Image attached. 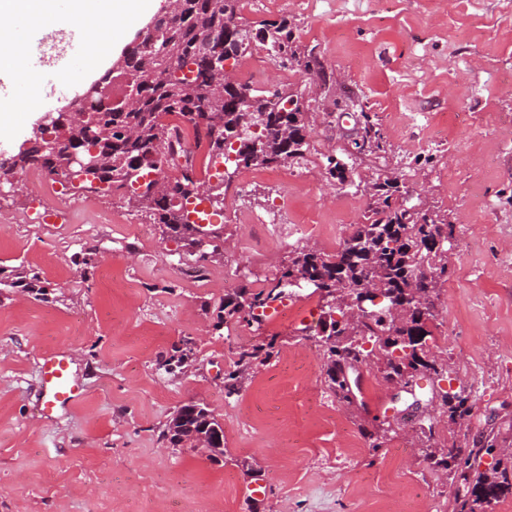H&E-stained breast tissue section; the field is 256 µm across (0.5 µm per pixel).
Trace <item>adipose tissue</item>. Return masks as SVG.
Wrapping results in <instances>:
<instances>
[{"instance_id":"adipose-tissue-1","label":"adipose tissue","mask_w":512,"mask_h":512,"mask_svg":"<svg viewBox=\"0 0 512 512\" xmlns=\"http://www.w3.org/2000/svg\"><path fill=\"white\" fill-rule=\"evenodd\" d=\"M96 0H71L68 15H58L55 0H0V71H20L21 56L6 50L3 37L18 15L27 14L43 23L49 41L65 45L70 31H80L96 55V68H104L127 34L155 11L159 0H111L109 12H98Z\"/></svg>"}]
</instances>
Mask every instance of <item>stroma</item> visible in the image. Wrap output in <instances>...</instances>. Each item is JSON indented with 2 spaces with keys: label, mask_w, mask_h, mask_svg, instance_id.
Listing matches in <instances>:
<instances>
[{
  "label": "stroma",
  "mask_w": 512,
  "mask_h": 512,
  "mask_svg": "<svg viewBox=\"0 0 512 512\" xmlns=\"http://www.w3.org/2000/svg\"><path fill=\"white\" fill-rule=\"evenodd\" d=\"M242 17L288 18L316 56L309 72L267 61L258 85L301 93L311 152L290 163L304 184L225 167L211 208L219 262L189 273L192 257L114 196L0 187V265L37 269L48 291L0 301V512H455L457 473L428 468L409 410L436 385L472 391L469 420L438 443L469 448L496 430L512 444V0H251ZM364 111L382 151H353ZM329 154L351 183L327 180ZM390 176L416 180L411 204L453 226L432 326L450 334L438 355L450 378L416 375L415 394L396 400L376 371L350 408L326 384L319 295L291 298L289 320L268 309L258 330L215 329L213 308L236 286H270L299 249L335 252L363 219L367 185ZM186 337L192 360L164 371ZM267 342L271 357L226 394L239 352ZM59 349L84 396L44 419L38 365ZM191 401L224 425L219 461L161 438ZM381 426L379 444L361 433Z\"/></svg>",
  "instance_id": "35a3bbf8"
}]
</instances>
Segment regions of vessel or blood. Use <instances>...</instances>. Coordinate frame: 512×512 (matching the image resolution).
I'll return each instance as SVG.
<instances>
[{
    "mask_svg": "<svg viewBox=\"0 0 512 512\" xmlns=\"http://www.w3.org/2000/svg\"><path fill=\"white\" fill-rule=\"evenodd\" d=\"M34 31V21L24 18L18 20L9 36L10 44L25 56L31 77L27 80L14 76L0 78L2 106L23 103L36 109L45 99L65 96L69 88L58 82V73L80 72L94 62L92 51L76 33L67 50L56 55L53 65H46V44L35 39ZM39 382L42 392L39 412L46 418L74 406L84 395V387L73 371V358L64 350L44 357L39 366Z\"/></svg>",
    "mask_w": 512,
    "mask_h": 512,
    "instance_id": "1",
    "label": "vessel or blood"
}]
</instances>
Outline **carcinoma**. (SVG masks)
Returning a JSON list of instances; mask_svg holds the SVG:
<instances>
[{
    "label": "carcinoma",
    "mask_w": 512,
    "mask_h": 512,
    "mask_svg": "<svg viewBox=\"0 0 512 512\" xmlns=\"http://www.w3.org/2000/svg\"><path fill=\"white\" fill-rule=\"evenodd\" d=\"M175 19L163 20L142 40L120 75L129 78L138 89V98L130 105L88 106V95L79 93L85 117L71 123L57 113L63 136L53 140L49 129H32L27 146L0 163V175H14L30 168L48 173L64 162L62 152L52 142L85 152L96 147L106 158L102 189L119 195L128 206L150 214L161 230L162 238L185 246L197 243L199 224L190 220L181 202L188 201L189 187L198 183L195 163L180 164L174 156L173 143L178 132L190 127L204 136L210 159L235 154L238 168L261 164L277 166L304 158L309 150L307 113L302 95L277 91L269 99L254 93L240 82L224 85L223 92L208 90L211 80L209 56L212 52L229 61L235 60L251 43L262 46L284 67L297 66L306 72L316 59L301 51L288 19L261 21L252 27L239 22L240 0H178ZM364 138L372 148H381V136L371 116L363 112ZM178 172L166 179V190L145 201L131 184L111 179L125 169L140 174ZM407 191L397 176L372 184V193L364 221L353 227L342 245L331 254L302 250L289 260L279 277L322 282L320 296L325 301L329 321L323 327L335 342L324 349L326 379L337 399L348 405L356 403L360 379L354 377L353 365L376 363L383 378L404 383L419 371L436 375L448 373L435 360H420L418 341L432 336L429 323L436 317L434 296L448 279V248L452 227L429 208L407 206ZM217 241L211 251L201 255L189 252L203 262L221 259L224 237L213 228ZM375 281L393 296L390 305L378 309V315L363 322H340L344 316L339 287L355 291ZM19 288L37 299L47 296L45 281L38 271L23 265L0 267V295ZM285 298L279 283L258 291L244 286L235 299L220 306L218 323L236 317L249 325L261 327L266 310ZM272 345H258L239 353L234 369L224 376L227 394L237 390L243 375L271 355ZM194 341L185 337L175 347L176 355L160 362L170 370L172 361L183 363L193 355ZM439 402L448 422L456 426L468 419L470 395L465 391L439 392ZM215 439L210 456L224 455V425L206 405L191 402L181 406L162 431V439L173 446H196L200 436ZM433 428L420 429L418 442L423 459L433 468L460 469L461 487L455 502L456 512H487L502 497L512 495V448L501 450L495 466L474 471L469 460L457 461L455 446L432 442Z\"/></svg>",
    "instance_id": "obj_1"
}]
</instances>
